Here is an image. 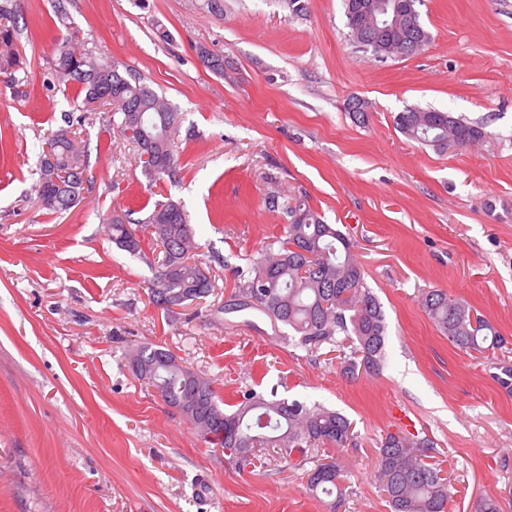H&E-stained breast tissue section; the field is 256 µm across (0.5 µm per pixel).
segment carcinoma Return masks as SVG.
Instances as JSON below:
<instances>
[{
  "label": "carcinoma",
  "instance_id": "1",
  "mask_svg": "<svg viewBox=\"0 0 512 512\" xmlns=\"http://www.w3.org/2000/svg\"><path fill=\"white\" fill-rule=\"evenodd\" d=\"M55 70L77 85L82 110L108 106L112 126L136 144L146 176L154 180L176 172V142L182 116L177 108L159 96L139 75L120 69L118 62H101L87 52L78 36L63 37L55 47ZM19 52L11 26V12L0 5V70L18 66ZM397 129L406 137L447 150L465 147L485 139L484 127L471 124L450 112L409 107L394 117ZM54 162H49V158ZM85 170L83 151L75 132L61 127L46 137L36 185L37 198H58L50 211L71 208L72 197L83 190L80 177ZM265 203L281 209L287 217L283 236L267 245L264 256L248 268H233L236 310L252 309L267 317L274 328L283 325L299 337L309 350L324 344L338 347L349 342L351 355L345 373L358 368L376 372L385 351L387 325L376 295L367 286L364 273L352 253L353 244L333 224H327L304 198L279 203L272 191ZM121 219L107 218L112 236L121 249L135 255L141 240L128 228L135 224L161 247L152 296L162 306L163 295H171L204 279L206 284L193 295L198 299L212 289L210 277L194 260L201 248L182 202L172 198L157 203L143 218L133 211L120 212ZM265 295L248 304L257 287ZM420 304L436 328L456 349L483 354L500 349L506 340L477 311L444 289L422 293ZM132 374L150 384L168 405L192 396L199 414L186 416L204 441L221 448H241L229 460L240 468L252 463L258 448H286L304 454L319 444L342 447L350 439L351 422L341 413L299 400L288 401L253 389L243 394L234 409L220 406L213 382L183 365L165 349L144 344L129 355ZM433 442L402 431L389 432L378 448V477L392 512H447L451 498L450 479L432 460ZM341 469L336 460L319 462L311 471L308 487L315 497L341 499Z\"/></svg>",
  "mask_w": 512,
  "mask_h": 512
}]
</instances>
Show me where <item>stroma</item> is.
I'll use <instances>...</instances> for the list:
<instances>
[{
  "mask_svg": "<svg viewBox=\"0 0 512 512\" xmlns=\"http://www.w3.org/2000/svg\"><path fill=\"white\" fill-rule=\"evenodd\" d=\"M8 0L20 66L0 73V512H330L310 495L313 461L262 448L236 469L203 442L128 357L162 346L219 398L276 388L350 419L337 512H390L377 477L387 433L435 442L457 493L512 512V0H425L431 41L380 59L353 43L342 0ZM136 71L181 113L175 177L146 178L108 108L79 114L83 197L43 209L36 182L48 132L75 113L57 38ZM224 60L205 68L197 47ZM368 102L354 122L346 100ZM418 106L483 124L486 138L438 150L394 117ZM306 196L353 243L387 323L379 372L347 376L335 346L309 351L253 311L225 310L232 267L283 233L271 188ZM181 201L212 292L170 313L151 301L159 246L119 249L104 219ZM443 288L506 344L451 346L420 296Z\"/></svg>",
  "mask_w": 512,
  "mask_h": 512,
  "instance_id": "stroma-1",
  "label": "stroma"
}]
</instances>
